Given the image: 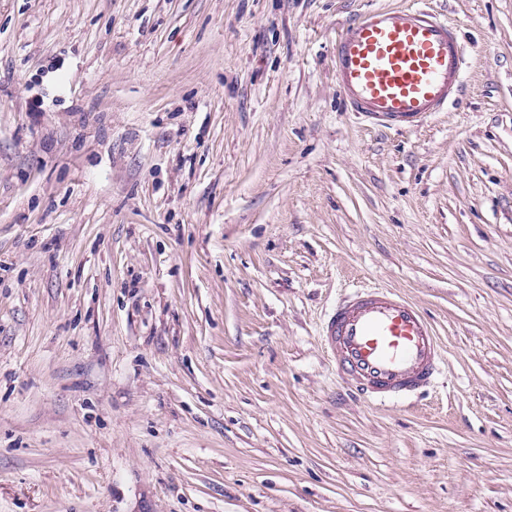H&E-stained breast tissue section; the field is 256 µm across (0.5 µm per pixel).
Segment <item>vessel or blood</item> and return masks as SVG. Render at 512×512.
Segmentation results:
<instances>
[{
	"mask_svg": "<svg viewBox=\"0 0 512 512\" xmlns=\"http://www.w3.org/2000/svg\"><path fill=\"white\" fill-rule=\"evenodd\" d=\"M465 48L455 26L426 6L369 11L336 43V83L347 110L374 125H417L458 92ZM337 368L383 403L421 392L440 374L438 337L420 309L384 288H353L320 329Z\"/></svg>",
	"mask_w": 512,
	"mask_h": 512,
	"instance_id": "1",
	"label": "vessel or blood"
}]
</instances>
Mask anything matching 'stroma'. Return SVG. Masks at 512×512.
Segmentation results:
<instances>
[{
	"mask_svg": "<svg viewBox=\"0 0 512 512\" xmlns=\"http://www.w3.org/2000/svg\"><path fill=\"white\" fill-rule=\"evenodd\" d=\"M417 0H0V512H512V0H428L463 88L345 111L336 35ZM356 285L444 366L381 405ZM320 336L347 381L381 404L421 392L442 370L434 327L389 289L353 288L322 322Z\"/></svg>",
	"mask_w": 512,
	"mask_h": 512,
	"instance_id": "obj_1",
	"label": "stroma"
}]
</instances>
